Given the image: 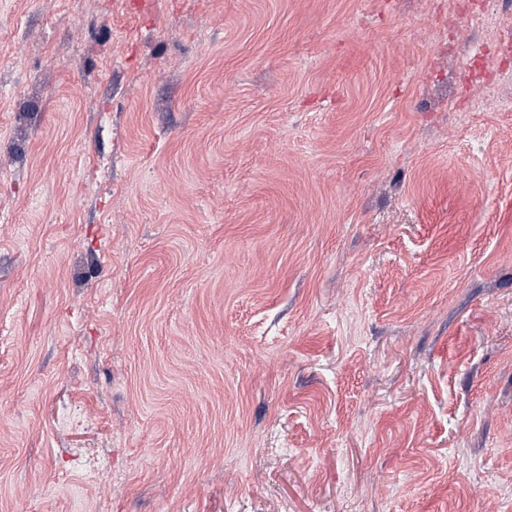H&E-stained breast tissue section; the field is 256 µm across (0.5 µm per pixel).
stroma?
I'll use <instances>...</instances> for the list:
<instances>
[{"label":"stroma","mask_w":512,"mask_h":512,"mask_svg":"<svg viewBox=\"0 0 512 512\" xmlns=\"http://www.w3.org/2000/svg\"><path fill=\"white\" fill-rule=\"evenodd\" d=\"M0 0V512H512V0Z\"/></svg>","instance_id":"stroma-1"}]
</instances>
